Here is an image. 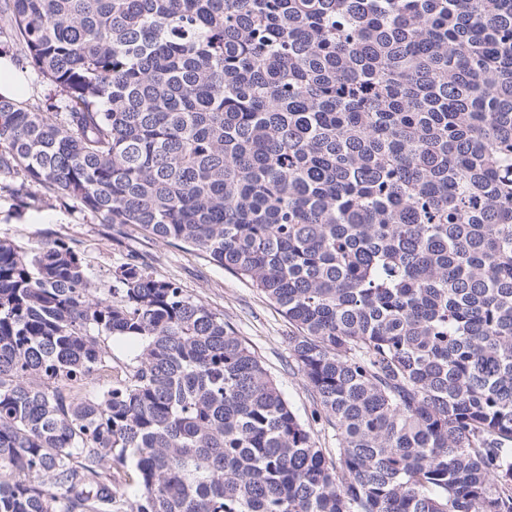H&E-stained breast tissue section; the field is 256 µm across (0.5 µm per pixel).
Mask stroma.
I'll return each instance as SVG.
<instances>
[{"label":"stroma","mask_w":512,"mask_h":512,"mask_svg":"<svg viewBox=\"0 0 512 512\" xmlns=\"http://www.w3.org/2000/svg\"><path fill=\"white\" fill-rule=\"evenodd\" d=\"M41 210L50 221L29 224L17 219L20 203L0 200V239L27 246L48 236L75 242L83 251L100 287L112 284V269L127 250H137L149 272L176 280L194 299L222 313L227 322L255 353L277 381L292 409L307 423L320 447L336 448V432L325 418L315 414L310 390L288 356V338L293 331L287 318L257 288L219 267L197 250L153 238L135 226L123 237L113 238L95 216L76 202L60 201L52 192L38 189Z\"/></svg>","instance_id":"stroma-1"}]
</instances>
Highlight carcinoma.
Segmentation results:
<instances>
[{
	"label": "carcinoma",
	"mask_w": 512,
	"mask_h": 512,
	"mask_svg": "<svg viewBox=\"0 0 512 512\" xmlns=\"http://www.w3.org/2000/svg\"><path fill=\"white\" fill-rule=\"evenodd\" d=\"M0 19L51 87L45 111L0 96V190L249 281L336 430L333 457L224 315L137 253L102 290L61 237L0 240V512H512V0ZM114 338L140 343L122 375Z\"/></svg>",
	"instance_id": "cac0c4a2"
}]
</instances>
